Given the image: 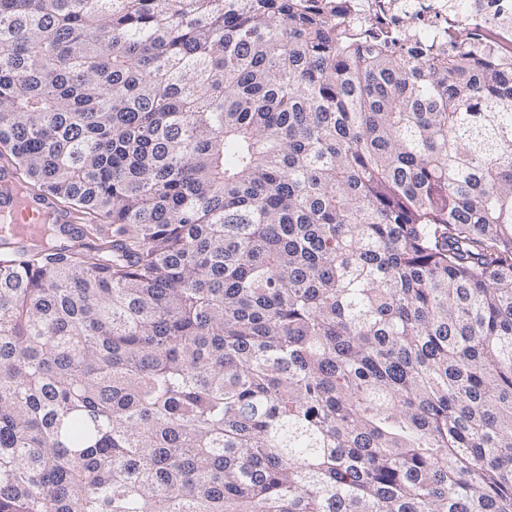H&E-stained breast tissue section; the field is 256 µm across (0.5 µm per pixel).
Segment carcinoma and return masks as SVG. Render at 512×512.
Returning a JSON list of instances; mask_svg holds the SVG:
<instances>
[{
    "instance_id": "1",
    "label": "carcinoma",
    "mask_w": 512,
    "mask_h": 512,
    "mask_svg": "<svg viewBox=\"0 0 512 512\" xmlns=\"http://www.w3.org/2000/svg\"><path fill=\"white\" fill-rule=\"evenodd\" d=\"M339 0H0V512H512V70ZM14 171L9 167H0V237L11 239L18 224L35 227L37 224H78L74 214L67 213L55 207L52 199L34 203L27 201L22 206L16 204ZM6 214L11 216V222H6Z\"/></svg>"
}]
</instances>
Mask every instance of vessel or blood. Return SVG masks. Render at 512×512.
Returning <instances> with one entry per match:
<instances>
[{
  "label": "vessel or blood",
  "mask_w": 512,
  "mask_h": 512,
  "mask_svg": "<svg viewBox=\"0 0 512 512\" xmlns=\"http://www.w3.org/2000/svg\"><path fill=\"white\" fill-rule=\"evenodd\" d=\"M15 174L9 167H0V237L12 238L18 225L35 227L39 224H72L76 217L55 207L52 199L17 204Z\"/></svg>",
  "instance_id": "vessel-or-blood-1"
}]
</instances>
